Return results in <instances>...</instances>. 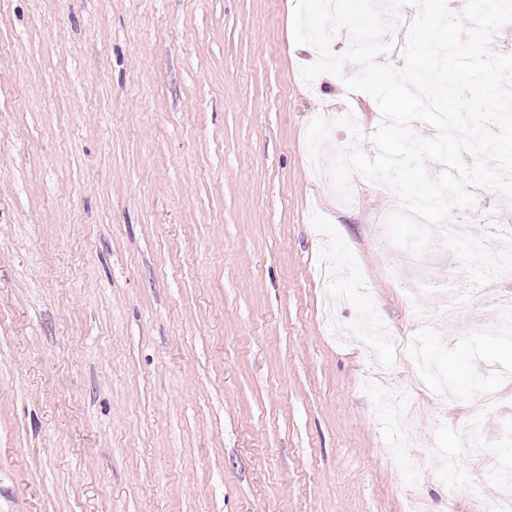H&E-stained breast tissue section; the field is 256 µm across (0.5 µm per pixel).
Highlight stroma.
Wrapping results in <instances>:
<instances>
[{"label": "stroma", "mask_w": 512, "mask_h": 512, "mask_svg": "<svg viewBox=\"0 0 512 512\" xmlns=\"http://www.w3.org/2000/svg\"><path fill=\"white\" fill-rule=\"evenodd\" d=\"M294 3L0 0V512H482L498 493L512 358L484 325L512 298V199L481 189L502 223L426 255L429 278L379 248L397 196L356 174L343 204L329 175L337 150L376 155L379 108L348 91L355 64L304 81ZM368 313L419 356L346 336ZM424 359L447 398L417 388Z\"/></svg>", "instance_id": "1"}]
</instances>
